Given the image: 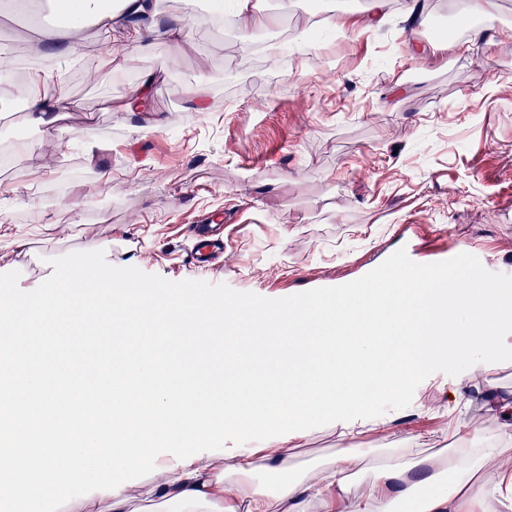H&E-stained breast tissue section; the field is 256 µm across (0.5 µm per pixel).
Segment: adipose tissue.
Wrapping results in <instances>:
<instances>
[{"label":"adipose tissue","instance_id":"1","mask_svg":"<svg viewBox=\"0 0 512 512\" xmlns=\"http://www.w3.org/2000/svg\"><path fill=\"white\" fill-rule=\"evenodd\" d=\"M55 3L145 52L200 24L156 0ZM24 41L44 64L0 91L41 136L17 148L57 149L79 103L47 94L49 64L77 56L76 30L35 25ZM109 255L90 240L42 287L0 284V512H512V389L487 378L512 363V287L494 267H380L257 299L116 275ZM76 336L95 343L92 366ZM408 389L423 413L455 415L452 446L424 455L406 437L367 464L359 427L390 434L371 412ZM323 429L340 448L298 467L292 449Z\"/></svg>","mask_w":512,"mask_h":512}]
</instances>
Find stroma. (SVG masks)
<instances>
[{
  "instance_id": "stroma-1",
  "label": "stroma",
  "mask_w": 512,
  "mask_h": 512,
  "mask_svg": "<svg viewBox=\"0 0 512 512\" xmlns=\"http://www.w3.org/2000/svg\"><path fill=\"white\" fill-rule=\"evenodd\" d=\"M252 2L281 23L251 44L234 28L204 27L179 45L158 36L147 55L128 47L113 79L73 72L65 89L81 108L61 113L68 146L54 158L77 176L52 190L28 178L37 154L12 151L17 132L34 140L38 131L0 98V208L13 223L0 237V280L40 287L87 240L119 237L137 247L113 252L114 273L217 294H309L395 258L429 266L466 248L512 267V0H498L496 40L473 54L431 34L463 0H421L420 25L407 20V0H391L380 27L345 34L321 20L361 13L365 0ZM313 29L323 50L266 61L267 42ZM144 75L155 78L159 128L115 109ZM196 84L208 111L189 109ZM135 125L145 128L136 141ZM78 129L100 143L97 161L72 143ZM104 168L121 186L98 196ZM213 212L228 240L223 267L207 271L192 266L185 237ZM375 415L400 434L437 425L410 392Z\"/></svg>"
}]
</instances>
